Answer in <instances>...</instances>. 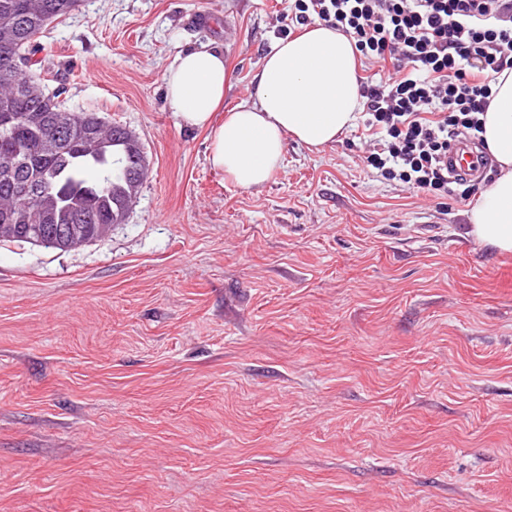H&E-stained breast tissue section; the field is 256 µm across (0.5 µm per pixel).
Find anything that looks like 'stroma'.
I'll return each instance as SVG.
<instances>
[{"label":"stroma","instance_id":"1","mask_svg":"<svg viewBox=\"0 0 512 512\" xmlns=\"http://www.w3.org/2000/svg\"><path fill=\"white\" fill-rule=\"evenodd\" d=\"M287 9L81 0L42 37L148 172L102 240L0 241V512H512V252L471 201L368 172L359 124L246 190L168 106L207 43L251 101Z\"/></svg>","mask_w":512,"mask_h":512}]
</instances>
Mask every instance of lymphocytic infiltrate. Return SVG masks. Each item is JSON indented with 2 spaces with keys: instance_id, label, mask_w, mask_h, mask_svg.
<instances>
[{
  "instance_id": "f902f5d3",
  "label": "lymphocytic infiltrate",
  "mask_w": 512,
  "mask_h": 512,
  "mask_svg": "<svg viewBox=\"0 0 512 512\" xmlns=\"http://www.w3.org/2000/svg\"><path fill=\"white\" fill-rule=\"evenodd\" d=\"M287 18L282 34L319 21L379 66L361 83L366 168L428 196L473 195L448 151L483 144L491 82L512 70V0H290Z\"/></svg>"
}]
</instances>
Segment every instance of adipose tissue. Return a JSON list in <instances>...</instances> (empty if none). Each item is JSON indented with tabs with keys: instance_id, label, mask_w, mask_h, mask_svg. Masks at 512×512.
Wrapping results in <instances>:
<instances>
[{
	"instance_id": "ef3b65f1",
	"label": "adipose tissue",
	"mask_w": 512,
	"mask_h": 512,
	"mask_svg": "<svg viewBox=\"0 0 512 512\" xmlns=\"http://www.w3.org/2000/svg\"><path fill=\"white\" fill-rule=\"evenodd\" d=\"M359 53L353 40L316 22L277 41L255 76L254 100L223 120L224 54L211 45L180 53L162 75L181 123L210 133L209 162L239 187L263 185L281 162L286 138L320 150L358 120L362 103ZM482 137L497 163L493 180L469 213L481 245L512 251V71L496 74L481 116Z\"/></svg>"
}]
</instances>
